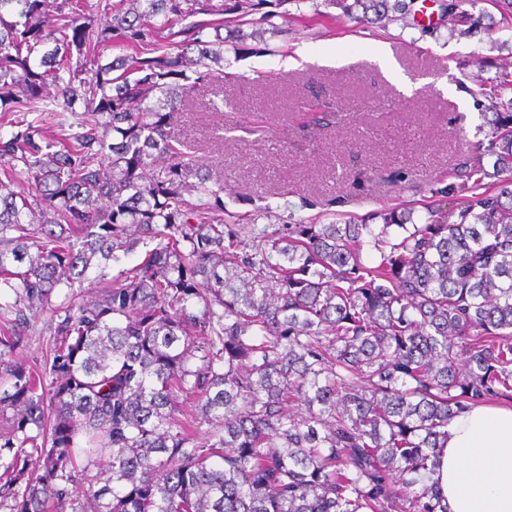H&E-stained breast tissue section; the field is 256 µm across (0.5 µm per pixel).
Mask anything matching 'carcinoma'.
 <instances>
[{
  "label": "carcinoma",
  "instance_id": "1",
  "mask_svg": "<svg viewBox=\"0 0 512 512\" xmlns=\"http://www.w3.org/2000/svg\"><path fill=\"white\" fill-rule=\"evenodd\" d=\"M287 2L0 0L12 512H63L77 471L93 512H448L432 481L448 425L512 399V72L489 81L487 144L417 221L260 225L185 152L175 112L224 80L213 16L269 22ZM466 2L445 5L449 33L479 24ZM322 5L385 25L408 7ZM114 42L144 56L100 64ZM92 278L114 286L87 300ZM46 310L50 358L16 361Z\"/></svg>",
  "mask_w": 512,
  "mask_h": 512
}]
</instances>
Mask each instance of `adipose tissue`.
I'll return each mask as SVG.
<instances>
[{
	"instance_id": "1",
	"label": "adipose tissue",
	"mask_w": 512,
	"mask_h": 512,
	"mask_svg": "<svg viewBox=\"0 0 512 512\" xmlns=\"http://www.w3.org/2000/svg\"><path fill=\"white\" fill-rule=\"evenodd\" d=\"M433 479L448 512H512V407L483 403L455 418Z\"/></svg>"
}]
</instances>
